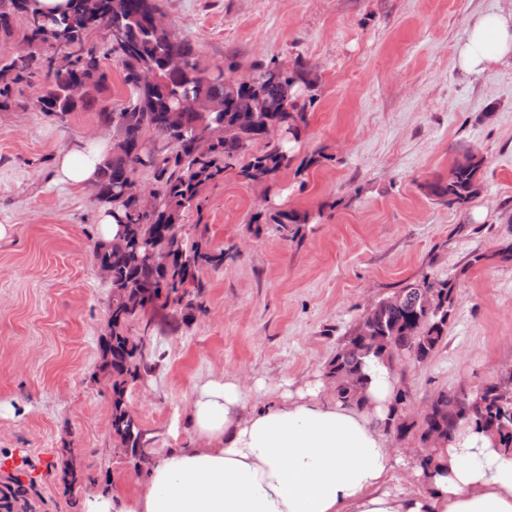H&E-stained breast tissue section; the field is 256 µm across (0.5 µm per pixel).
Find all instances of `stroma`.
I'll return each mask as SVG.
<instances>
[{"label": "stroma", "instance_id": "1", "mask_svg": "<svg viewBox=\"0 0 512 512\" xmlns=\"http://www.w3.org/2000/svg\"><path fill=\"white\" fill-rule=\"evenodd\" d=\"M172 33L226 76L248 77L270 59L306 61L319 76L308 123L287 169L265 182L240 171L249 145L185 212L187 243L228 252L204 270L206 311L148 305L129 333L144 337L148 369L127 402L153 460L189 447L196 386L241 370L300 380L324 373L344 337L380 299L431 275L454 280L448 337L423 363H397L405 414L441 391L475 390L512 370V59L480 77L458 48L471 21L512 0H156ZM106 75L91 107L66 116L33 106L37 72L20 107L0 111V500L28 489L31 512H75L95 487L129 497L143 480L108 423L110 389L94 380L108 333V284L92 244V191L54 184L57 153L77 138L113 137L101 118L133 100L117 54L87 37ZM485 159L480 193L462 208L429 197L462 149ZM311 213L296 239L256 214ZM81 451L69 484L66 449Z\"/></svg>", "mask_w": 512, "mask_h": 512}]
</instances>
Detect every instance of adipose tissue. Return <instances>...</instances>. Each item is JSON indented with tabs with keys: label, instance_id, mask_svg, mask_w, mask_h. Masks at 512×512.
<instances>
[{
	"label": "adipose tissue",
	"instance_id": "ef3b65f1",
	"mask_svg": "<svg viewBox=\"0 0 512 512\" xmlns=\"http://www.w3.org/2000/svg\"><path fill=\"white\" fill-rule=\"evenodd\" d=\"M512 58V12L476 17L458 53L468 74ZM111 149L76 141L55 158L56 182L94 186ZM363 401L334 396L328 381L263 379L227 372L197 386L189 406L195 439L150 466L131 499L88 496L79 512H512V453L489 433L460 428L430 470L410 468L391 489L403 454L384 430L398 378L369 361ZM267 404L257 405V396Z\"/></svg>",
	"mask_w": 512,
	"mask_h": 512
}]
</instances>
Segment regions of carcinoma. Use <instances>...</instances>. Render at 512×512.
<instances>
[{"mask_svg": "<svg viewBox=\"0 0 512 512\" xmlns=\"http://www.w3.org/2000/svg\"><path fill=\"white\" fill-rule=\"evenodd\" d=\"M158 12L154 0H72L69 15L48 19L28 9V0H0V40L20 39L25 50L11 57H0V110L18 103L14 90L36 71L46 76L37 97L40 110L65 116L88 107L105 81L94 48L86 47L89 31H101L111 20H122L124 38L112 43L127 71L136 98L122 112H104L115 136L112 151L101 167L97 185L98 203L121 213L123 231L113 240L98 238L92 254L97 266L112 268V283L106 312L111 332L100 339L101 366L112 370V436L118 447L132 457L144 447V433L127 404L126 379L135 380L147 369L142 338L128 335L130 324L147 305L160 298L184 304L189 312H205L199 303L204 269L224 265V251L184 244L180 224L185 209L197 201L199 188L226 167V160L239 155L250 144L264 140L266 151L254 156L242 169L245 179L264 182L288 166L285 142L271 143L280 133L298 139L308 123V107L316 80L308 65L300 60L275 77L262 65L240 85L224 84V70L217 66L201 74L193 62V46L172 33L157 34L152 18ZM23 23H18V20ZM44 45L52 53L41 52ZM177 54L187 68L178 74L163 70L161 53ZM158 69L154 84L139 82L143 67ZM202 96L206 106L187 112L182 99ZM248 100L257 113L253 125L239 124L238 106ZM207 134L213 141L210 153L199 155L195 139ZM143 167L154 171L158 205L151 211L140 205V194L133 178ZM484 168L481 155L467 149L455 160L448 177L425 183L427 194L448 204L462 206L482 188ZM267 223L283 238L298 237L300 225L309 222L306 212L277 211ZM166 237L172 248L170 263L150 262L148 247ZM195 291L190 292L187 286ZM455 284L450 279L429 276L409 282L379 300L347 334L326 367V378L342 401H360L368 384L366 361L376 359L393 367L401 357L421 363L440 347L448 333ZM405 392L397 394L384 428L402 437L418 430L419 440L438 434L448 439L464 425L485 429L499 438L501 447L512 451V381L485 384L470 396L442 391L432 400L428 415L408 422L399 411Z\"/></svg>", "mask_w": 512, "mask_h": 512, "instance_id": "carcinoma-1", "label": "carcinoma"}]
</instances>
